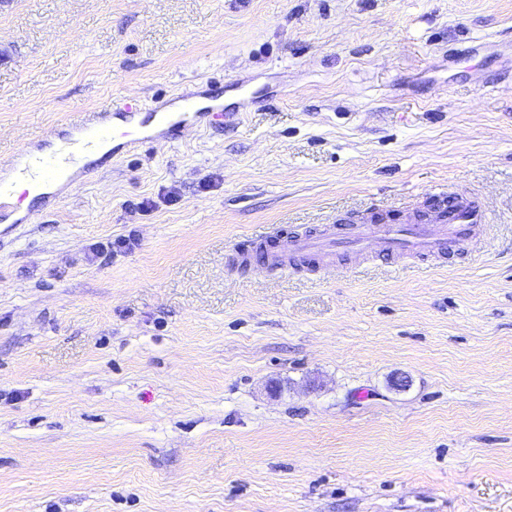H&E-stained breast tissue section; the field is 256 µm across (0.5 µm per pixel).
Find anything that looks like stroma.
I'll list each match as a JSON object with an SVG mask.
<instances>
[{
  "label": "stroma",
  "instance_id": "obj_1",
  "mask_svg": "<svg viewBox=\"0 0 512 512\" xmlns=\"http://www.w3.org/2000/svg\"><path fill=\"white\" fill-rule=\"evenodd\" d=\"M177 96L0 212V512H512V0H0V159ZM448 189L480 248L231 267ZM179 101L181 102L180 112H178L179 106L169 108L170 112L156 108L151 112V117L155 118L158 124L167 126V128L193 125L201 117L209 118L210 123H217L224 119L222 111L199 108L194 101L187 98H181Z\"/></svg>",
  "mask_w": 512,
  "mask_h": 512
}]
</instances>
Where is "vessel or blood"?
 Returning <instances> with one entry per match:
<instances>
[{
  "mask_svg": "<svg viewBox=\"0 0 512 512\" xmlns=\"http://www.w3.org/2000/svg\"><path fill=\"white\" fill-rule=\"evenodd\" d=\"M153 118L167 127L188 126L198 118L218 122L224 114L220 111L198 107L190 99H182L180 109L167 112L153 110ZM77 137L70 141L65 152L49 154L37 161L39 176L46 181L66 176L76 156L84 149L112 139L113 127L105 112H87L75 123ZM481 206L457 192L438 196L432 209L417 211L406 222L393 224L383 215H373L356 223L339 225L336 232L322 236L285 235L279 244L268 246L265 238L247 240L236 252L234 262L250 267L259 261L276 266L285 262H310L315 268L335 267L337 258H356L362 255L368 242H376L379 253L386 258L407 255L424 260L441 258L454 252L472 228L484 223Z\"/></svg>",
  "mask_w": 512,
  "mask_h": 512,
  "instance_id": "1",
  "label": "vessel or blood"
}]
</instances>
